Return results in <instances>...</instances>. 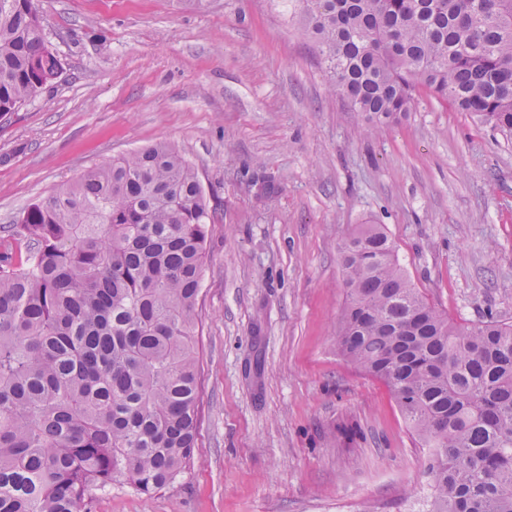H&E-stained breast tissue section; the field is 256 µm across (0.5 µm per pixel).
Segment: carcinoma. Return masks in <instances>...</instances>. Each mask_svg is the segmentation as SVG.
I'll return each mask as SVG.
<instances>
[{"label": "carcinoma", "mask_w": 512, "mask_h": 512, "mask_svg": "<svg viewBox=\"0 0 512 512\" xmlns=\"http://www.w3.org/2000/svg\"><path fill=\"white\" fill-rule=\"evenodd\" d=\"M330 85L380 122L422 93L512 131V0H302ZM35 0H0V114L58 78ZM208 210L158 143L87 171L0 251V512H81L89 492L154 494L194 455L196 304ZM336 350L384 381L420 447L428 512H512V323L458 325L379 224L341 247Z\"/></svg>", "instance_id": "1"}]
</instances>
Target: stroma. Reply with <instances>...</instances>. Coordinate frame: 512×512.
<instances>
[{"label":"stroma","mask_w":512,"mask_h":512,"mask_svg":"<svg viewBox=\"0 0 512 512\" xmlns=\"http://www.w3.org/2000/svg\"><path fill=\"white\" fill-rule=\"evenodd\" d=\"M64 69L0 116V227L158 142L210 221L190 465L82 512H408L425 457L388 386L336 351L340 247L379 224L450 320L512 322V133L430 95L369 131L281 0H37Z\"/></svg>","instance_id":"1"}]
</instances>
